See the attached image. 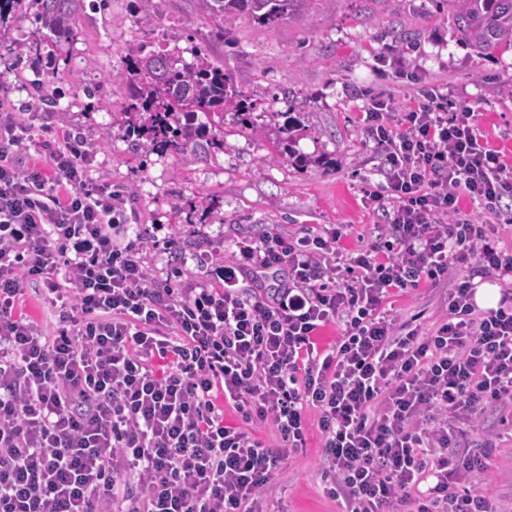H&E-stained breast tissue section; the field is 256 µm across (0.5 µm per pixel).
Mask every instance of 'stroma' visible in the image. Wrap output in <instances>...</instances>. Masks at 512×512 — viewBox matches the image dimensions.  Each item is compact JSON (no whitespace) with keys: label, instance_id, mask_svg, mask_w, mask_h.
Wrapping results in <instances>:
<instances>
[{"label":"stroma","instance_id":"obj_1","mask_svg":"<svg viewBox=\"0 0 512 512\" xmlns=\"http://www.w3.org/2000/svg\"><path fill=\"white\" fill-rule=\"evenodd\" d=\"M34 6L0 26L12 54L0 56V101L20 121L50 126L96 141L87 167L89 185H109L148 240L143 257L152 274L173 270L206 279L202 258L218 262L234 243L269 231L300 236L343 227L342 249L355 251L384 223L370 200L383 191V156L361 120L370 92L392 98V121L414 104L420 87H439L451 105L466 107L483 141L512 166V36L491 48L476 46L453 23L446 0H339L321 4L273 28L238 21L225 39L200 15L196 0H105L87 6L73 43L44 41L42 66L28 60ZM407 43L394 46V34ZM177 50L184 61L204 54L225 73L246 76L248 102L260 112H295V157H279L271 139L224 117L221 151L190 160L144 154L112 116L124 109L125 91L112 74L142 41ZM449 283L391 297L399 318L421 330L444 319ZM506 410L491 409L479 425L462 424L461 449L485 440L497 452L474 479L472 492L498 505L512 504V425ZM316 410L308 412L302 450L280 463L274 488L258 512H340L322 478L323 438Z\"/></svg>","mask_w":512,"mask_h":512}]
</instances>
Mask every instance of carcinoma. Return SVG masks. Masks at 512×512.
<instances>
[{"mask_svg":"<svg viewBox=\"0 0 512 512\" xmlns=\"http://www.w3.org/2000/svg\"><path fill=\"white\" fill-rule=\"evenodd\" d=\"M312 0H198L200 11L215 21V35L223 38L241 19L274 27L302 14ZM455 9L458 28L480 47L492 39L512 35V0H446ZM36 6V42L49 39L70 43L85 9V0H32ZM246 78L224 73L204 55L190 64L172 51L145 44L131 48L126 68L112 74V84L126 89L128 106L121 123L137 137L144 152L159 149L188 159L201 152L224 150V113L235 111L255 134L274 136L275 147L290 138L292 121L255 123L244 103ZM203 114L209 123L197 122Z\"/></svg>","mask_w":512,"mask_h":512,"instance_id":"1","label":"carcinoma"}]
</instances>
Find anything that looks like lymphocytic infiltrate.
<instances>
[{
	"instance_id": "lymphocytic-infiltrate-1",
	"label": "lymphocytic infiltrate",
	"mask_w": 512,
	"mask_h": 512,
	"mask_svg": "<svg viewBox=\"0 0 512 512\" xmlns=\"http://www.w3.org/2000/svg\"><path fill=\"white\" fill-rule=\"evenodd\" d=\"M404 131L389 100L362 120L394 200L356 251L342 229L244 238L206 283L157 280L145 239L113 236L119 195L86 185L87 139L17 123L0 103V512H251L317 408L322 476L344 512H494L466 485L494 455L456 450L454 425L512 406V292L477 312L475 278L512 277L494 227L459 219L460 195L497 210L512 168L428 91ZM47 167L18 165L25 150ZM476 258L429 332L399 321L395 293ZM53 333L17 311L26 282ZM341 321L334 345L315 337ZM243 424L224 421L218 398ZM271 423L280 444L244 431Z\"/></svg>"
}]
</instances>
